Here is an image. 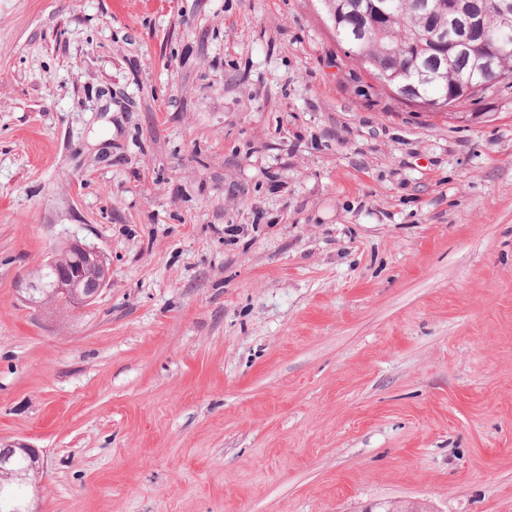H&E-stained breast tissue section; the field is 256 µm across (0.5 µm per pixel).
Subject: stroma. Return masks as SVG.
Returning a JSON list of instances; mask_svg holds the SVG:
<instances>
[{"label": "stroma", "mask_w": 512, "mask_h": 512, "mask_svg": "<svg viewBox=\"0 0 512 512\" xmlns=\"http://www.w3.org/2000/svg\"><path fill=\"white\" fill-rule=\"evenodd\" d=\"M0 0V440L36 512H512V87L438 113L320 0ZM76 314L16 282L71 240ZM45 269L55 275L52 288L43 287V279L49 275L43 272ZM99 270L104 273L100 275ZM109 273L106 257L98 247L75 240L67 252L59 256L53 253L28 271L18 283V292L34 307L47 309L45 306H55L63 298L69 310L77 312L97 300L110 281ZM66 302L58 301V309L68 310Z\"/></svg>", "instance_id": "1"}]
</instances>
